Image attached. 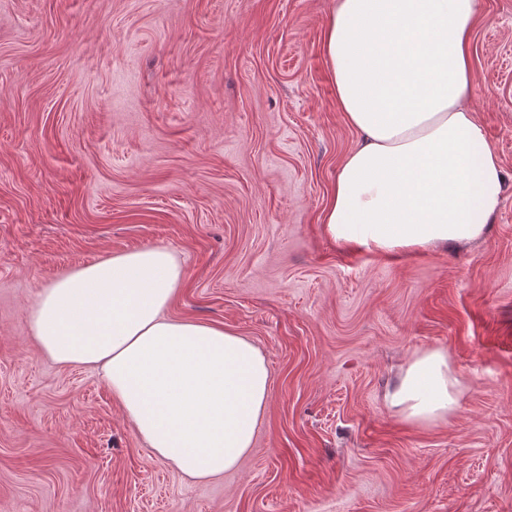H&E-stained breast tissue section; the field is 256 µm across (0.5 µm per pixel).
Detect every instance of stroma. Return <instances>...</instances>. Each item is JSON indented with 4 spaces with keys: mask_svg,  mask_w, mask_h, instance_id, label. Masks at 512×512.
I'll use <instances>...</instances> for the list:
<instances>
[{
    "mask_svg": "<svg viewBox=\"0 0 512 512\" xmlns=\"http://www.w3.org/2000/svg\"><path fill=\"white\" fill-rule=\"evenodd\" d=\"M333 0H0V512H512V0H477L469 106L503 169L484 239L349 250L320 215L360 135L323 49ZM171 250L167 316L250 341L252 446L197 482L100 375L46 358L28 311L112 254ZM446 350L462 393L386 401ZM448 353L430 348L417 353L398 376L386 398L404 419L432 424L448 416L458 403L455 380L448 376Z\"/></svg>",
    "mask_w": 512,
    "mask_h": 512,
    "instance_id": "obj_1",
    "label": "stroma"
}]
</instances>
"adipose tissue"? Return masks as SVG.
<instances>
[{
  "label": "adipose tissue",
  "instance_id": "obj_1",
  "mask_svg": "<svg viewBox=\"0 0 512 512\" xmlns=\"http://www.w3.org/2000/svg\"><path fill=\"white\" fill-rule=\"evenodd\" d=\"M476 17V0H336L324 51L361 141L322 212L334 241L391 255L485 237L503 170L466 105ZM182 280L168 249L118 253L39 289L29 328L55 363L98 371L149 448L203 481L250 448L269 373L233 331L165 316ZM387 401L414 423L446 418L458 403L447 352L417 353Z\"/></svg>",
  "mask_w": 512,
  "mask_h": 512
}]
</instances>
